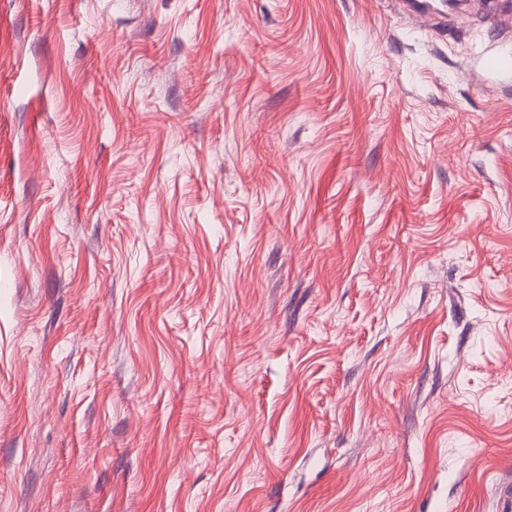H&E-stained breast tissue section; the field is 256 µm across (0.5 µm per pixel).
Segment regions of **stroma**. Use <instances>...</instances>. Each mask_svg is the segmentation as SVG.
Instances as JSON below:
<instances>
[{
  "label": "stroma",
  "instance_id": "1",
  "mask_svg": "<svg viewBox=\"0 0 512 512\" xmlns=\"http://www.w3.org/2000/svg\"><path fill=\"white\" fill-rule=\"evenodd\" d=\"M0 0V512H512V24Z\"/></svg>",
  "mask_w": 512,
  "mask_h": 512
}]
</instances>
